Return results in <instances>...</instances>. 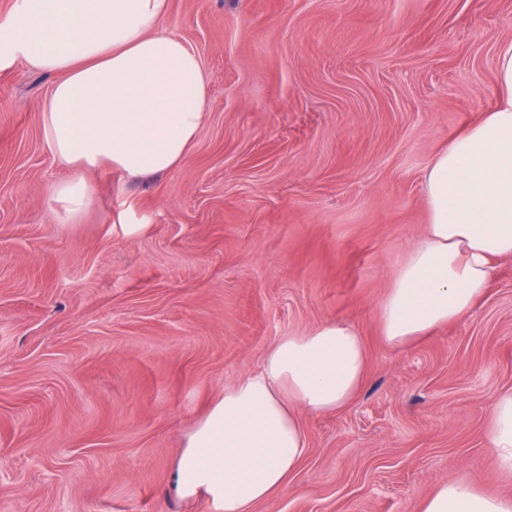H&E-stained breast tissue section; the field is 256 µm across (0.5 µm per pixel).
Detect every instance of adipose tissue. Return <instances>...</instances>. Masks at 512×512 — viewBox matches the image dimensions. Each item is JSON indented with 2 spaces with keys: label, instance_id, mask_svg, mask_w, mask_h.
Listing matches in <instances>:
<instances>
[{
  "label": "adipose tissue",
  "instance_id": "1",
  "mask_svg": "<svg viewBox=\"0 0 512 512\" xmlns=\"http://www.w3.org/2000/svg\"><path fill=\"white\" fill-rule=\"evenodd\" d=\"M169 7L170 0H15L0 23V68L21 60L57 77L42 122L52 153L71 171L55 189L64 219L90 198L86 172L105 167L138 178L172 170L203 126L207 75L163 28ZM497 82L495 106L452 137L421 175L429 222L379 304L388 347L469 314L495 276V260L512 257V42L500 51ZM366 366L364 339L347 324L280 338L187 436L178 494H205L221 512H253L306 455L300 411L346 405ZM486 437L494 467L512 473V393L495 402ZM419 510L512 512V498L446 482Z\"/></svg>",
  "mask_w": 512,
  "mask_h": 512
}]
</instances>
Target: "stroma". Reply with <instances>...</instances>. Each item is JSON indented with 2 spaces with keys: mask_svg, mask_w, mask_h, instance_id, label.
Returning <instances> with one entry per match:
<instances>
[{
  "mask_svg": "<svg viewBox=\"0 0 512 512\" xmlns=\"http://www.w3.org/2000/svg\"><path fill=\"white\" fill-rule=\"evenodd\" d=\"M209 79L176 169L68 170L55 75L0 69V512H217L186 435L284 336L359 329L366 379L306 414V457L254 512H418L440 482L512 495L486 430L512 391V258L465 317L393 349L379 303L428 211L430 159L497 99L512 0H170Z\"/></svg>",
  "mask_w": 512,
  "mask_h": 512,
  "instance_id": "stroma-1",
  "label": "stroma"
}]
</instances>
